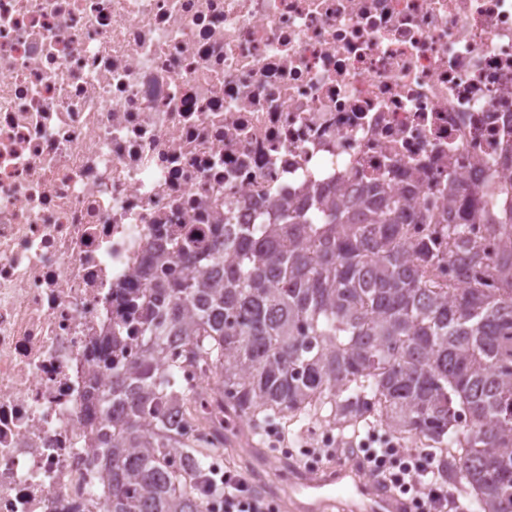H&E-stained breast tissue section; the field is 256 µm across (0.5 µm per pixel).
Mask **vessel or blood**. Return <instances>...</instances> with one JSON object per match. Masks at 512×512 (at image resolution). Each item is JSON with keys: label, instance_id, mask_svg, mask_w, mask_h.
<instances>
[{"label": "vessel or blood", "instance_id": "vessel-or-blood-1", "mask_svg": "<svg viewBox=\"0 0 512 512\" xmlns=\"http://www.w3.org/2000/svg\"><path fill=\"white\" fill-rule=\"evenodd\" d=\"M285 512H412L411 502L349 456L308 476L294 472Z\"/></svg>", "mask_w": 512, "mask_h": 512}]
</instances>
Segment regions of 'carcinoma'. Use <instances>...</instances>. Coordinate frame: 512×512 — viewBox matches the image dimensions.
Returning a JSON list of instances; mask_svg holds the SVG:
<instances>
[{"instance_id":"1","label":"carcinoma","mask_w":512,"mask_h":512,"mask_svg":"<svg viewBox=\"0 0 512 512\" xmlns=\"http://www.w3.org/2000/svg\"><path fill=\"white\" fill-rule=\"evenodd\" d=\"M370 181L360 200L314 191L251 227L217 224L211 239L176 243L199 274L141 269L146 326L134 357L98 396L112 428L91 430L112 462L102 477L110 512H204L224 493L201 469L209 448L187 427L180 365L217 378L224 412L259 425L299 421L328 405L346 419L374 417L405 438L437 445L447 480L480 505L512 512V201H467L448 182L446 207L413 206ZM406 224L448 233V285L428 243L405 246ZM470 224L489 225L500 251L479 249ZM181 352L162 364L171 341Z\"/></svg>"}]
</instances>
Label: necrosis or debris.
I'll use <instances>...</instances> for the list:
<instances>
[{
  "mask_svg": "<svg viewBox=\"0 0 512 512\" xmlns=\"http://www.w3.org/2000/svg\"><path fill=\"white\" fill-rule=\"evenodd\" d=\"M510 150L512 0H0V512H108L88 392L176 235Z\"/></svg>",
  "mask_w": 512,
  "mask_h": 512,
  "instance_id": "1",
  "label": "necrosis or debris"
}]
</instances>
